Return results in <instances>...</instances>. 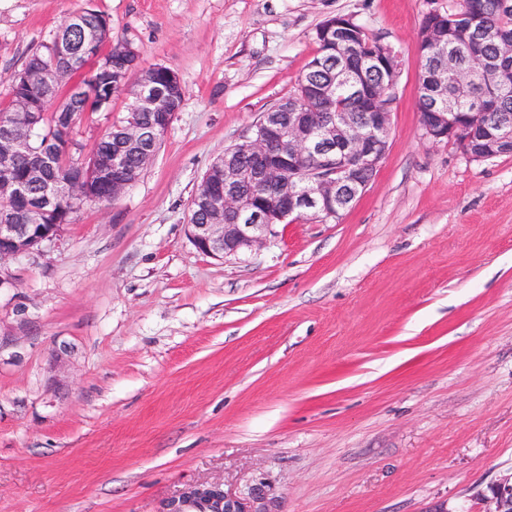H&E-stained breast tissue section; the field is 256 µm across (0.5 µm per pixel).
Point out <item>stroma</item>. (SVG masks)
Here are the masks:
<instances>
[{"label": "stroma", "mask_w": 512, "mask_h": 512, "mask_svg": "<svg viewBox=\"0 0 512 512\" xmlns=\"http://www.w3.org/2000/svg\"><path fill=\"white\" fill-rule=\"evenodd\" d=\"M85 7L185 97L138 182L0 264V512H160L201 483L259 512H483L512 473V154L424 135L416 43L448 0H0V108ZM334 15L401 60L374 181L339 220L203 255L206 169ZM131 102L75 123L83 151Z\"/></svg>", "instance_id": "stroma-1"}]
</instances>
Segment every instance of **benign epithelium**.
Returning <instances> with one entry per match:
<instances>
[{
    "label": "benign epithelium",
    "mask_w": 512,
    "mask_h": 512,
    "mask_svg": "<svg viewBox=\"0 0 512 512\" xmlns=\"http://www.w3.org/2000/svg\"><path fill=\"white\" fill-rule=\"evenodd\" d=\"M87 10L70 16L69 32H58L53 43L56 54L82 65L86 82L69 84L68 90H81L87 106L96 102L97 75L110 71V64L97 38L87 33ZM60 77L53 71L42 73L40 101L59 111L61 123L71 129L77 117L68 107V98L51 93ZM142 91L135 98L134 112L115 128L117 144L105 156L90 153L72 162L54 180L50 172L57 166V149L46 140L35 149L24 128L38 125L36 105L21 100L13 111L0 114V262L41 249L53 241L62 225L45 228L49 207L65 198L70 214L78 213L87 203L106 205L117 199L133 184L128 178L111 179L125 169V159L132 150L152 156L151 148L162 142L180 106L166 104L162 93L153 88L145 71H139ZM386 97L375 89L364 95L367 111L355 119L350 112H263L255 124L254 134L244 147L224 150L205 172L200 184V206L204 222L187 224L188 236L202 254L214 258L236 256L259 247L276 224H288L305 214L327 219L349 209L356 199L352 191L366 189L373 181L387 151L392 133ZM154 113V121L140 124L138 113ZM425 136L442 141L457 132L455 113L446 108L445 97L427 112L419 113ZM288 149H283V142ZM466 155L473 161L512 152V121L500 120L486 128L480 139L465 140ZM249 157L244 166L241 153ZM301 185L288 192L281 189L285 167L301 168L307 162ZM266 188L264 201L253 204L243 194V186ZM42 187L44 202L36 205L31 187ZM484 512H512V476L492 484L483 495ZM162 512H254L248 498L232 496L219 485H191L182 495L167 502Z\"/></svg>",
    "instance_id": "benign-epithelium-1"
}]
</instances>
